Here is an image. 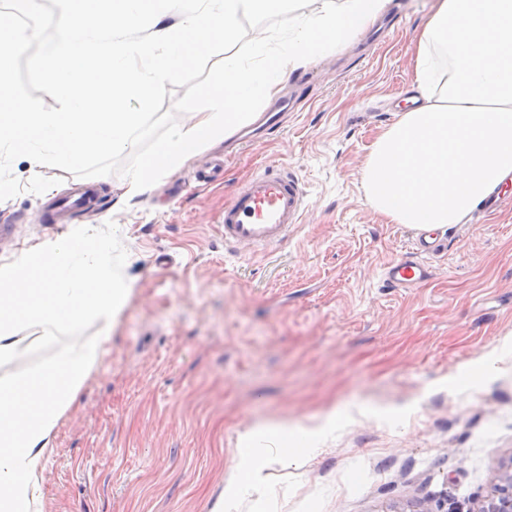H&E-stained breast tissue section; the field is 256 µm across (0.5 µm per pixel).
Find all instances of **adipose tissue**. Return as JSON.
Returning <instances> with one entry per match:
<instances>
[{"label": "adipose tissue", "mask_w": 512, "mask_h": 512, "mask_svg": "<svg viewBox=\"0 0 512 512\" xmlns=\"http://www.w3.org/2000/svg\"><path fill=\"white\" fill-rule=\"evenodd\" d=\"M387 0H320L293 20L288 45L255 71L224 57L223 75L200 95L207 111L158 140L131 173L126 199L146 193L201 147L256 120L297 68L325 56L372 25ZM413 96L373 143L363 171L370 208L392 224L435 230L460 223L512 179V0H435L416 32ZM133 289L112 262V242L90 224L49 239L0 266V360L26 351L22 331L70 333L54 360L0 378V512H42L40 475L60 416L98 367ZM100 332L85 335L87 324ZM328 411L311 425L257 421L239 436V463L208 512L265 486L268 459L302 463L335 429Z\"/></svg>", "instance_id": "ef3b65f1"}]
</instances>
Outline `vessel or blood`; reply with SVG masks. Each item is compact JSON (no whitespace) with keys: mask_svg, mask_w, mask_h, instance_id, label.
<instances>
[{"mask_svg":"<svg viewBox=\"0 0 512 512\" xmlns=\"http://www.w3.org/2000/svg\"><path fill=\"white\" fill-rule=\"evenodd\" d=\"M304 210V188L287 169L253 174L224 207V240L253 248L280 245L291 227L300 223ZM431 237L428 230L416 233L413 245L417 259L386 266L388 284L399 288L427 280L429 268L423 257L436 249Z\"/></svg>","mask_w":512,"mask_h":512,"instance_id":"1","label":"vessel or blood"}]
</instances>
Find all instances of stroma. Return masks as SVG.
Wrapping results in <instances>:
<instances>
[{
  "label": "stroma",
  "instance_id": "obj_1",
  "mask_svg": "<svg viewBox=\"0 0 512 512\" xmlns=\"http://www.w3.org/2000/svg\"><path fill=\"white\" fill-rule=\"evenodd\" d=\"M432 0H389L342 50L296 69L284 128L234 153L206 146L129 202L125 177L60 211L77 182L0 201V265L91 224L116 234L134 278L101 365L60 418L43 512H207L255 421L336 428L297 467L271 463L230 512H471L512 453V205L441 228L431 275L395 288L383 269L414 230L387 223L362 181L372 143L414 81L410 42ZM306 192L302 220L270 250L226 244L220 217L260 167ZM484 378L459 383L469 365Z\"/></svg>",
  "mask_w": 512,
  "mask_h": 512
}]
</instances>
